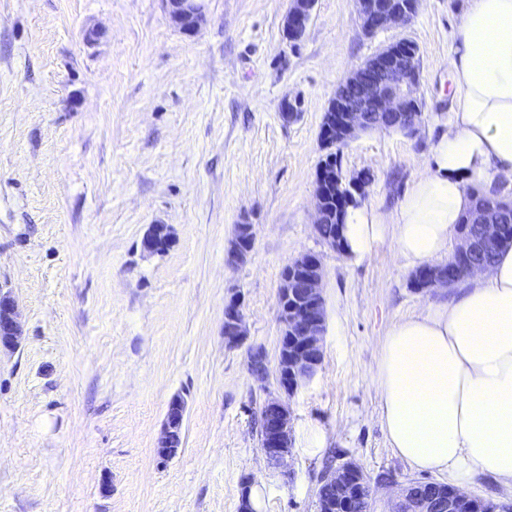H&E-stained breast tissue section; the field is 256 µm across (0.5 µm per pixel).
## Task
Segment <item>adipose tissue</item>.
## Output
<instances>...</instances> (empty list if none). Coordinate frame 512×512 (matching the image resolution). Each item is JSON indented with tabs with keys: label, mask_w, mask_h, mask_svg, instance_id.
Masks as SVG:
<instances>
[{
	"label": "adipose tissue",
	"mask_w": 512,
	"mask_h": 512,
	"mask_svg": "<svg viewBox=\"0 0 512 512\" xmlns=\"http://www.w3.org/2000/svg\"><path fill=\"white\" fill-rule=\"evenodd\" d=\"M450 40V115L426 170L393 209L348 208L350 257L388 235L406 265H429L473 206L468 185L512 187V0H471ZM372 383L390 445L412 468L461 489L479 476L512 488V247L448 303L395 323Z\"/></svg>",
	"instance_id": "adipose-tissue-1"
}]
</instances>
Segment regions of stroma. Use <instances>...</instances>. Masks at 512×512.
Returning <instances> with one entry per match:
<instances>
[{
	"instance_id": "stroma-1",
	"label": "stroma",
	"mask_w": 512,
	"mask_h": 512,
	"mask_svg": "<svg viewBox=\"0 0 512 512\" xmlns=\"http://www.w3.org/2000/svg\"><path fill=\"white\" fill-rule=\"evenodd\" d=\"M287 6L206 0L188 35L164 0H0V283L23 331L0 353V512H239L248 484L259 512H315L329 458L361 467L372 512H388L379 475L422 479L389 444L371 376L388 330L455 291L414 288L391 238L354 259L317 235L319 133L354 69L416 43L420 135L375 130L337 152L345 176H370L366 205L393 208L448 119L449 37L467 0H423L410 25L372 34L354 0H316L296 43ZM243 217L255 246L232 269ZM153 224L170 233L159 254L141 246ZM303 254L324 271L323 359L288 399L290 455L275 463L257 420L279 393L280 276ZM233 296L247 336L229 347ZM257 347L262 384L247 368ZM176 395L183 445L163 458ZM186 413L185 402L173 397L169 402L168 412L165 416L161 437L158 444V453L163 457H169L166 448L174 447L176 427L184 420Z\"/></svg>"
}]
</instances>
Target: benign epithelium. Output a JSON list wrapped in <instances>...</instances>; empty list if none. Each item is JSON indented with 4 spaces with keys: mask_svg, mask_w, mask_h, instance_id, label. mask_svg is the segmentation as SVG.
<instances>
[{
    "mask_svg": "<svg viewBox=\"0 0 512 512\" xmlns=\"http://www.w3.org/2000/svg\"><path fill=\"white\" fill-rule=\"evenodd\" d=\"M172 22L182 31L193 34L205 20L204 0H166ZM363 30L372 34L392 25L407 26L420 7V0H354ZM315 0H289L283 19V33L288 36L307 29ZM406 44L397 42L367 59L344 80L358 88L357 97L342 100L334 95L330 102L336 106V116L329 119L320 132L324 147H340L361 133L377 129L385 119L395 117L413 136L421 123V106L417 98L420 70L407 60ZM336 181L335 171L320 166L316 176L315 220L324 216V198ZM512 222V205L500 202L496 207L481 211L480 223L460 225L464 245L459 247L443 272L432 266L419 270L416 279L432 288H449L455 284L454 262L466 266L472 273L489 267L484 246L496 241L502 225ZM252 250L232 247L225 253V263L236 268L246 263ZM323 270L315 257L304 254L290 264L281 277L278 289L277 315L281 324V345L288 365H277V380L285 393L290 394L310 380L322 360L321 339L325 330V304L322 294ZM22 329L18 303L11 292L0 285V350L14 351L20 344ZM246 336L241 304L235 297L224 304V342L239 345ZM185 402L174 397L165 416L158 453L166 457L175 445L174 431L184 420ZM291 415L288 405L279 397L265 403L261 448L267 458L279 461L289 454ZM362 469L347 462L328 474L333 483L336 504L346 505L354 496V487L362 478ZM473 499L452 486L433 482H413L401 488V500L394 505L396 512H461Z\"/></svg>",
    "mask_w": 512,
    "mask_h": 512,
    "instance_id": "1",
    "label": "benign epithelium"
}]
</instances>
